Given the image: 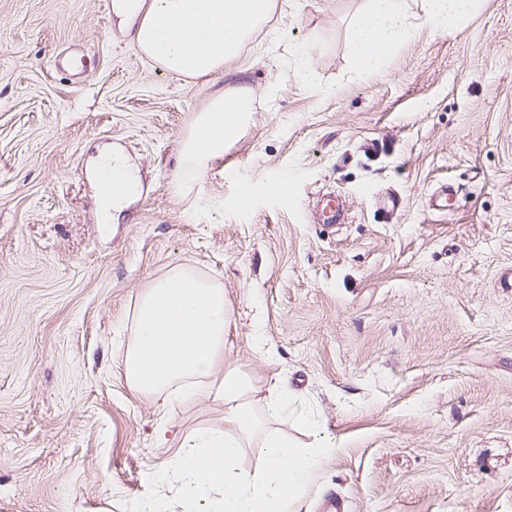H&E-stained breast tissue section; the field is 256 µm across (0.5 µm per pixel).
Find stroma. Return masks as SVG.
I'll use <instances>...</instances> for the list:
<instances>
[{
	"mask_svg": "<svg viewBox=\"0 0 512 512\" xmlns=\"http://www.w3.org/2000/svg\"><path fill=\"white\" fill-rule=\"evenodd\" d=\"M278 5L228 76L187 80L112 0H0V512H182L156 433L223 428L224 404L166 407L122 373L138 299L175 265L223 284L225 363L288 383L341 441L300 512H512V0L444 33L407 0L409 39L362 76L363 0ZM239 80L252 126L178 189L183 134ZM114 147L143 190L106 224L94 161ZM445 184L452 210H428ZM330 192L332 227L309 211Z\"/></svg>",
	"mask_w": 512,
	"mask_h": 512,
	"instance_id": "stroma-1",
	"label": "stroma"
}]
</instances>
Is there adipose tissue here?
<instances>
[{
    "label": "adipose tissue",
    "instance_id": "1",
    "mask_svg": "<svg viewBox=\"0 0 512 512\" xmlns=\"http://www.w3.org/2000/svg\"><path fill=\"white\" fill-rule=\"evenodd\" d=\"M406 0H364L350 39L356 74L376 67L409 32ZM277 0H115L114 11L132 43L152 64L186 78L224 73L269 24ZM254 110L253 92L239 85L216 91L180 142L184 172L198 174L243 135ZM100 173L117 184L101 196L105 220L118 219L139 179L120 150L101 152ZM229 309L220 282L188 266L156 278L134 310L123 359L128 387L137 394L187 401L207 392L224 402V428L184 436L155 480L177 482L185 512H297L338 441L302 421L310 439L300 443L280 430L292 393L280 384L257 397L248 374L224 362ZM252 457V468L242 464Z\"/></svg>",
    "mask_w": 512,
    "mask_h": 512
}]
</instances>
